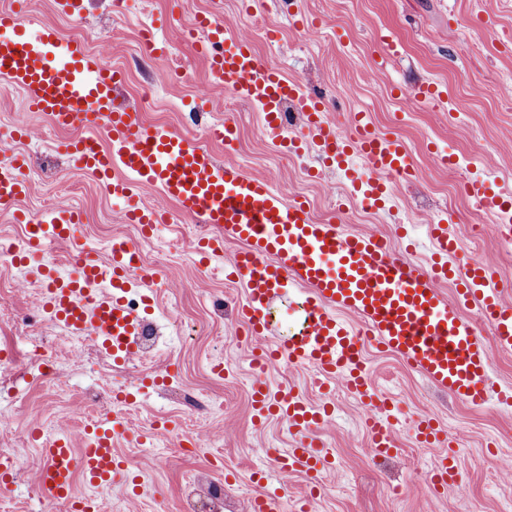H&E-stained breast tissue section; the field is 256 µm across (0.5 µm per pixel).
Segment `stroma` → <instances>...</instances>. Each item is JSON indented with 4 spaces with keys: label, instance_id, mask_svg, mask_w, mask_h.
Returning <instances> with one entry per match:
<instances>
[{
    "label": "stroma",
    "instance_id": "1",
    "mask_svg": "<svg viewBox=\"0 0 512 512\" xmlns=\"http://www.w3.org/2000/svg\"><path fill=\"white\" fill-rule=\"evenodd\" d=\"M210 0H85L83 29L88 47L103 62L121 68L118 89L143 122L206 141V125L230 121L233 149L209 143L218 159H230L246 173L265 175L301 196L312 211L335 203V217L347 231L390 233L394 252L414 244L413 259L425 263L430 243L424 227L447 221L457 238V264L470 257L468 227L493 223L495 214L474 208L455 187L477 179L492 192H512V112L498 96L512 92V10L499 0H222L225 28L248 40L261 61L282 67L324 95L327 118L347 129L354 113L373 127L399 137L417 175L397 180L384 208L370 210L351 197L343 170L321 163L315 153L290 156L249 104L224 109V87L205 60L183 40V28ZM266 16L269 30L255 33L252 13ZM319 24L321 39L307 45L304 26ZM153 28L164 51L151 54L141 32ZM390 36L386 53L380 36ZM209 83L205 99L195 87ZM429 84L435 97L407 108L414 88ZM24 122L28 139L19 148L30 155L29 190L18 211L47 215L67 204L82 216L78 234L93 257L107 260L112 237L140 241L145 268L162 270L150 287L149 321L160 340L152 358L154 375L166 383L148 387L125 405L130 433L115 450L126 462L125 480L102 487L76 478L75 491L100 499L105 512H181L187 483L206 491L224 486V512H249L252 498L283 487L281 512H295L311 496L312 512H512V350L496 352L491 378L497 399L483 407L457 400L406 366L396 355L369 348L366 357L374 390L392 402L398 452L385 460L370 455L369 412L344 382L325 390L309 366L281 363L265 376L252 367L253 344L240 335L235 307L241 284L226 281L224 263L200 266L192 250L194 221L176 217L159 238L143 241L136 225L93 176L74 168L57 143L87 136L86 127L50 131L48 120L31 111L23 97L0 88V134ZM207 142V141H206ZM482 259L491 266L512 302V239L488 234ZM34 261L0 264V460L14 464L8 487L0 490V512H63L45 498L35 478L42 456L33 432L52 438L68 433L75 447L84 428L106 417L116 391H134L138 360L124 367L85 335H66L41 306L42 283ZM223 363V372L214 364ZM294 386L312 405L334 413L315 436L329 448L332 464L316 476L281 479L274 458L297 437L278 418L255 420L253 387ZM197 398L188 405L186 396ZM427 415L447 438L456 479L435 486L436 449L417 437V420ZM206 435H197V425Z\"/></svg>",
    "mask_w": 512,
    "mask_h": 512
}]
</instances>
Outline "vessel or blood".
Instances as JSON below:
<instances>
[{
	"mask_svg": "<svg viewBox=\"0 0 512 512\" xmlns=\"http://www.w3.org/2000/svg\"><path fill=\"white\" fill-rule=\"evenodd\" d=\"M193 28L201 33L194 51L208 60L225 88L261 106L270 131L279 129L284 107L294 105L303 127L289 136V150H313L342 170L350 153L364 160L372 177L351 180L363 202L378 205L385 177L410 174L411 158L401 141L373 130L361 113L348 131L335 132L322 118L320 96L300 93L297 82L263 63L249 42L227 35L219 11L198 16ZM121 81V72L107 66L84 41L63 38L48 25L29 36L23 14L0 10V85L20 92L59 131L78 126L104 131L105 140L76 138L64 150L75 167L91 171L113 197L127 201V222L146 230L166 222V212L136 203L138 189L158 187L179 216L210 229L205 246L212 256L223 255L225 243L240 244L224 275L243 285L240 317L251 335L271 334V303L300 292L308 322L305 334L277 341L264 360L343 378L348 391L366 400L372 411L368 428L374 456L391 455L396 441L386 421L391 405L375 398L366 374L367 346L398 356L456 399L486 405L493 353L512 349V305L502 301L483 261L469 260L463 273L453 274L446 260L455 253L456 242L447 225L430 228V267L398 257L383 236L354 234L335 222L315 220L304 202L287 199L267 177L219 161L208 144L230 139V125L211 123L204 145L176 131L144 125L138 113L117 105L114 93ZM28 168L25 155L12 153L0 161L1 209L13 207L26 194ZM78 221V213L65 206L27 221L31 251L70 247L68 275H57L51 263L38 265L45 284L41 302L68 332L90 335L120 364L141 350L144 320L128 298L136 280L132 272L138 247L113 245L108 261H98L76 240ZM452 274L458 288L451 299L440 284ZM466 305L477 306L488 321L490 339L481 338L475 322L463 315ZM347 313L361 322V329L344 321ZM253 407L260 416L277 414L298 437L295 447L275 458L280 476L313 475L328 467V454L308 437L323 414L295 388L273 393L257 388ZM127 432L126 415L116 408L110 417L87 426L84 448L73 449L65 435L42 442V492L66 512H101L97 498L75 495L73 477L82 474L94 487L112 483L125 469L114 444Z\"/></svg>",
	"mask_w": 512,
	"mask_h": 512,
	"instance_id": "1",
	"label": "vessel or blood"
}]
</instances>
